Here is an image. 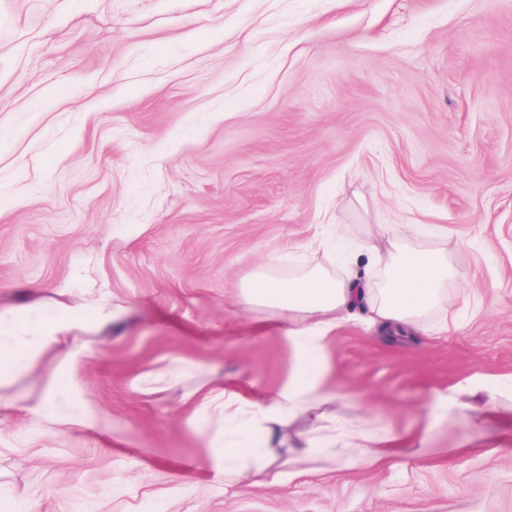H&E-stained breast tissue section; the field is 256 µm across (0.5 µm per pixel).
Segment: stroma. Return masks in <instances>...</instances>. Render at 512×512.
I'll use <instances>...</instances> for the list:
<instances>
[{"mask_svg": "<svg viewBox=\"0 0 512 512\" xmlns=\"http://www.w3.org/2000/svg\"><path fill=\"white\" fill-rule=\"evenodd\" d=\"M328 224L448 247V327L345 322L334 403L217 475L223 420L196 394L255 402L294 367L242 288L339 273ZM17 307L29 336L84 323L78 359L0 382L7 512H512V0H0V310ZM166 366L177 379L149 381ZM62 374L90 425L32 412ZM358 422L390 455L285 467Z\"/></svg>", "mask_w": 512, "mask_h": 512, "instance_id": "35a3bbf8", "label": "stroma"}]
</instances>
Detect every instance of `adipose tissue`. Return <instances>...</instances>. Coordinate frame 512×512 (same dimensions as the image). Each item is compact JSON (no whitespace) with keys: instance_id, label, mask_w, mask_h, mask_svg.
I'll return each mask as SVG.
<instances>
[{"instance_id":"1","label":"adipose tissue","mask_w":512,"mask_h":512,"mask_svg":"<svg viewBox=\"0 0 512 512\" xmlns=\"http://www.w3.org/2000/svg\"><path fill=\"white\" fill-rule=\"evenodd\" d=\"M417 234L415 225L400 224L384 233L383 245L364 246L363 252L381 268L382 281L378 284L371 283L359 270V256L355 254L348 255L347 271L340 277L311 266L286 279L261 273L246 282L242 290L246 305L277 310L284 318L286 325L281 334L291 346L296 363L288 382L267 401L246 406L238 393L218 387L199 395V407L223 414L224 432L211 440L216 449L212 461L216 473L241 472L249 460L266 454L284 417L327 400L325 342L352 310L365 311L367 322L378 326L389 339L423 330L430 322L447 324L448 311L440 300L448 281L458 272L449 262L446 249L410 247V240ZM27 317L24 309L0 310V369L5 372L24 369L40 354L68 339L82 321L76 314L59 315L45 322L37 336L15 335V328ZM33 410L58 425L88 421L84 408L72 397V382L66 376L56 380L53 398L35 404ZM380 441V436L368 429H349L318 443L308 442L288 464H371L385 454ZM339 443L347 453L338 458L331 449Z\"/></svg>"}]
</instances>
